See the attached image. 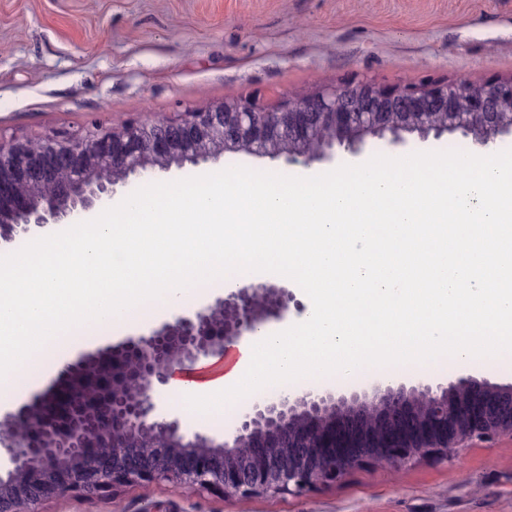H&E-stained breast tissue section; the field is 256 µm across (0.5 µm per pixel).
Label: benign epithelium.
<instances>
[{
  "instance_id": "1",
  "label": "benign epithelium",
  "mask_w": 512,
  "mask_h": 512,
  "mask_svg": "<svg viewBox=\"0 0 512 512\" xmlns=\"http://www.w3.org/2000/svg\"><path fill=\"white\" fill-rule=\"evenodd\" d=\"M455 131L481 146L512 133V76L393 88L352 79L271 111L224 100L155 123L0 140V249L98 214L144 172L226 152L331 160L338 147L360 153L369 138L397 145ZM293 301L286 284H242L127 337L107 362L77 360L66 389L0 417V512L150 483L245 500L302 495L365 466L401 471L453 459L468 439L512 436V384L473 375L284 389L249 405L223 436L181 430L162 398L175 369L224 356L225 344L284 319Z\"/></svg>"
}]
</instances>
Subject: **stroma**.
Listing matches in <instances>:
<instances>
[{
	"label": "stroma",
	"mask_w": 512,
	"mask_h": 512,
	"mask_svg": "<svg viewBox=\"0 0 512 512\" xmlns=\"http://www.w3.org/2000/svg\"><path fill=\"white\" fill-rule=\"evenodd\" d=\"M512 75V0H0V137L32 139L97 124L155 122L224 99L276 107L286 96L350 79L382 86L478 83ZM489 147L460 133L406 152ZM67 359L0 398L14 410L57 385ZM512 383V355L439 364ZM44 512H512V437L471 440L447 463L393 472L366 467L300 497L247 502L169 484L72 492Z\"/></svg>",
	"instance_id": "35a3bbf8"
}]
</instances>
